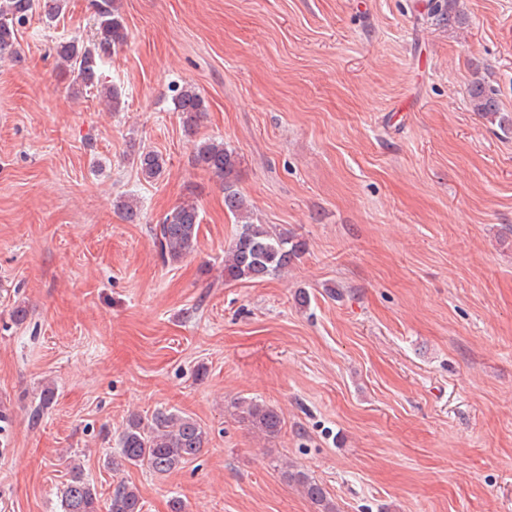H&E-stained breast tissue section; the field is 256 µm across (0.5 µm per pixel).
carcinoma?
I'll return each mask as SVG.
<instances>
[{
    "mask_svg": "<svg viewBox=\"0 0 512 512\" xmlns=\"http://www.w3.org/2000/svg\"><path fill=\"white\" fill-rule=\"evenodd\" d=\"M36 7V0H0V57L15 52L18 27L25 24ZM428 16L439 26H462L466 15L459 0H429ZM128 32L117 6V0H100L94 12L93 37L84 42L71 41L57 50L58 76L80 93L96 90L105 106L118 112L122 94L114 86L99 84V67L112 50L127 43ZM470 105L473 111L512 125V116L499 111L493 93L479 81L471 85ZM174 111L180 114L184 130L194 132L206 111L204 97L191 85L176 89ZM191 163L215 177L224 186V206L235 219L238 228L224 251V281L254 282L279 275L290 269L304 253L305 243L292 232L277 231L267 224H257L250 205L236 185L237 154L224 141L208 139L194 144ZM165 160L156 151H141L136 166L141 176L157 179ZM114 208L131 223L139 220L137 202L130 199L115 201ZM200 225L197 204L187 200L168 212L151 229L163 262H177L195 251ZM54 399V388L45 386L34 401L29 423L37 425ZM239 417L265 439L278 436L283 419L279 411L264 402L243 400L237 405ZM207 443V433L192 417L167 409L155 410L150 418L131 416L120 437L119 456L111 464L145 466L151 472L167 474L192 462ZM284 477L294 483L315 507V512H337L336 503L322 484L301 470H286ZM143 504L137 489L121 483L110 499V512H142ZM60 512H98V492L78 464L69 470L60 499Z\"/></svg>",
    "mask_w": 512,
    "mask_h": 512,
    "instance_id": "1",
    "label": "carcinoma"
}]
</instances>
